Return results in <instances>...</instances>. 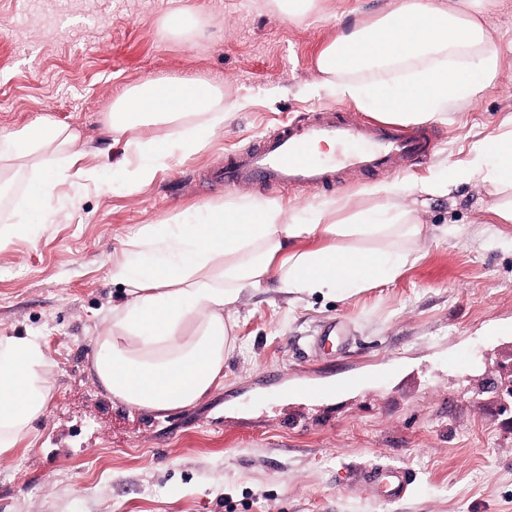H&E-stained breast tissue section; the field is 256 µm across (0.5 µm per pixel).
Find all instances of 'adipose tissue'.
<instances>
[{"label": "adipose tissue", "mask_w": 512, "mask_h": 512, "mask_svg": "<svg viewBox=\"0 0 512 512\" xmlns=\"http://www.w3.org/2000/svg\"><path fill=\"white\" fill-rule=\"evenodd\" d=\"M498 0H392L340 30L317 58L319 89L361 110L410 125L442 118L449 106L475 100L502 69V50L485 23ZM224 122V89L207 80L151 78L127 89L106 116L126 137L133 183L152 181L175 156L204 143ZM172 128L161 144L145 139ZM50 151L78 158L79 136L42 116L0 133V158ZM65 172L43 176L22 207L49 213ZM460 181L512 191V128L484 140L467 167H444L422 183L384 182L358 206L319 202L304 215L276 200L231 202L177 224H147L111 276L122 302L95 338L92 369L102 388L126 405L165 413L195 404L224 378L232 311L241 295L276 283L288 294H351L396 278L413 261L423 227L404 198L444 196ZM24 214V216H25ZM24 216L0 230V244L29 231ZM321 234L325 245L299 248ZM51 383L39 337L0 338V454L10 451L46 413Z\"/></svg>", "instance_id": "adipose-tissue-1"}]
</instances>
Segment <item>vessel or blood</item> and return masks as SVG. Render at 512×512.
Returning <instances> with one entry per match:
<instances>
[{
	"instance_id": "b4317fda",
	"label": "vessel or blood",
	"mask_w": 512,
	"mask_h": 512,
	"mask_svg": "<svg viewBox=\"0 0 512 512\" xmlns=\"http://www.w3.org/2000/svg\"><path fill=\"white\" fill-rule=\"evenodd\" d=\"M440 138L439 129L433 126L401 128L371 119L357 122L343 109H327L274 127L228 156L208 178L246 188L341 187L348 174L369 178L423 161ZM353 142L358 143V150H350ZM350 338L346 325L326 324L312 340L313 352L323 355L328 346L347 345ZM356 484L379 499L397 502L409 493L413 475L399 465L375 463L360 469Z\"/></svg>"
}]
</instances>
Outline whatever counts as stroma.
<instances>
[{
  "label": "stroma",
  "instance_id": "35a3bbf8",
  "mask_svg": "<svg viewBox=\"0 0 512 512\" xmlns=\"http://www.w3.org/2000/svg\"><path fill=\"white\" fill-rule=\"evenodd\" d=\"M389 2L320 0L327 20L291 21L274 0H0V132L50 117L80 136L73 169L99 168L104 182L61 183L50 214H29L32 233L0 246V336H39L52 385L29 438L0 455V512H512V407L480 387L512 376V222L492 212L487 186L406 198L424 238L393 280L343 297L244 293L224 381L190 407L129 408L92 372L94 339L120 296L112 257L143 225L229 199L367 202L370 178L325 193L227 188L204 174L281 120L328 107L364 118L351 99L317 89L316 59L353 11ZM179 13L200 33L171 32ZM490 15L498 83L437 120L431 156L397 180L467 166L512 115V0ZM172 77L222 84L224 123L131 187L106 114L126 89ZM58 164L46 154L11 165L0 223L35 166ZM334 320L352 328L350 347L303 356L307 337ZM332 382L339 392L323 393ZM284 383L299 395L280 396ZM376 461L413 472L404 500L355 487L354 470Z\"/></svg>",
  "mask_w": 512,
  "mask_h": 512
}]
</instances>
